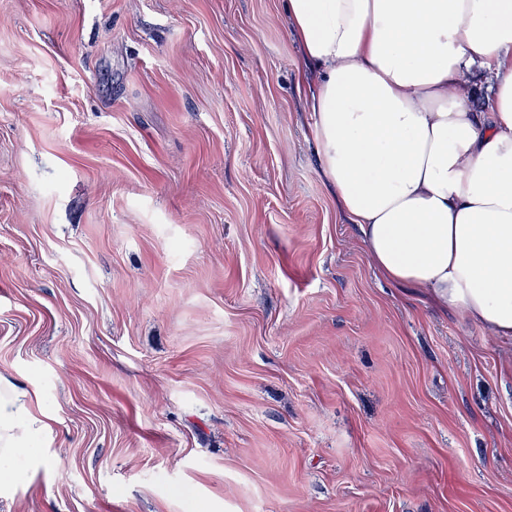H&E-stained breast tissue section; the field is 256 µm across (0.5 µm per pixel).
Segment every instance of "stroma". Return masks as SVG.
I'll return each instance as SVG.
<instances>
[{"mask_svg":"<svg viewBox=\"0 0 512 512\" xmlns=\"http://www.w3.org/2000/svg\"><path fill=\"white\" fill-rule=\"evenodd\" d=\"M284 0H0V512H512V338L375 270ZM40 399L0 376V485L14 486L21 480L18 464L34 455L30 440L49 430V416L40 410Z\"/></svg>","mask_w":512,"mask_h":512,"instance_id":"1","label":"stroma"}]
</instances>
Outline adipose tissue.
<instances>
[{
	"mask_svg": "<svg viewBox=\"0 0 512 512\" xmlns=\"http://www.w3.org/2000/svg\"><path fill=\"white\" fill-rule=\"evenodd\" d=\"M323 176L378 273L512 336V0H285ZM0 377V485L48 430Z\"/></svg>",
	"mask_w": 512,
	"mask_h": 512,
	"instance_id": "1",
	"label": "adipose tissue"
}]
</instances>
